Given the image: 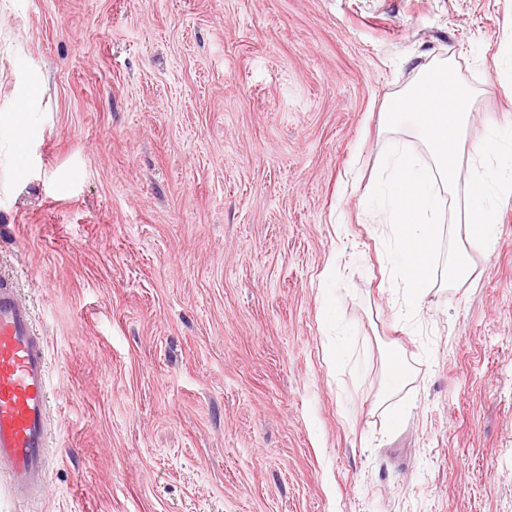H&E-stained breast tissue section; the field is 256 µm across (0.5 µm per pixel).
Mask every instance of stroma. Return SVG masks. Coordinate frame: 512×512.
Wrapping results in <instances>:
<instances>
[{
	"mask_svg": "<svg viewBox=\"0 0 512 512\" xmlns=\"http://www.w3.org/2000/svg\"><path fill=\"white\" fill-rule=\"evenodd\" d=\"M440 61L468 144L512 127V0H0V107L39 86L0 278L54 439L0 512H512V196L410 323L368 207Z\"/></svg>",
	"mask_w": 512,
	"mask_h": 512,
	"instance_id": "obj_1",
	"label": "stroma"
}]
</instances>
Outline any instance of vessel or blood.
<instances>
[{
    "label": "vessel or blood",
    "mask_w": 512,
    "mask_h": 512,
    "mask_svg": "<svg viewBox=\"0 0 512 512\" xmlns=\"http://www.w3.org/2000/svg\"><path fill=\"white\" fill-rule=\"evenodd\" d=\"M49 368L30 311L0 281V476L13 490L40 495L49 483Z\"/></svg>",
    "instance_id": "vessel-or-blood-1"
}]
</instances>
